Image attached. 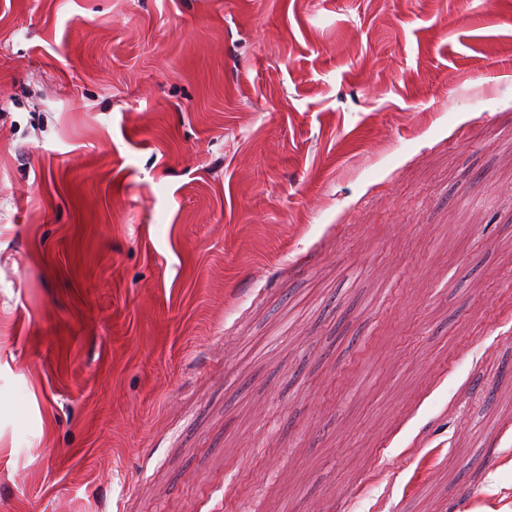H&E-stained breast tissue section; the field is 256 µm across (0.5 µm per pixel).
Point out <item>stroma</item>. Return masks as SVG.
Listing matches in <instances>:
<instances>
[{
  "label": "stroma",
  "instance_id": "35a3bbf8",
  "mask_svg": "<svg viewBox=\"0 0 512 512\" xmlns=\"http://www.w3.org/2000/svg\"><path fill=\"white\" fill-rule=\"evenodd\" d=\"M0 512H512V0H0Z\"/></svg>",
  "mask_w": 512,
  "mask_h": 512
}]
</instances>
